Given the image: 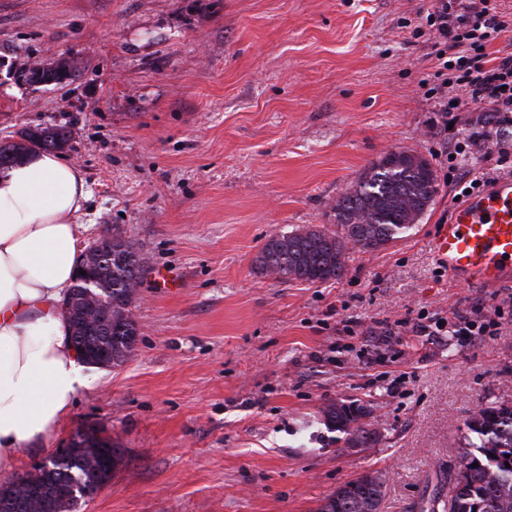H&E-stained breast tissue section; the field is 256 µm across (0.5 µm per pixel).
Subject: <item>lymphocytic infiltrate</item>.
Here are the masks:
<instances>
[{"label":"lymphocytic infiltrate","mask_w":512,"mask_h":512,"mask_svg":"<svg viewBox=\"0 0 512 512\" xmlns=\"http://www.w3.org/2000/svg\"><path fill=\"white\" fill-rule=\"evenodd\" d=\"M512 32L498 0H434L414 22L436 61L432 95L440 112H473L476 120L450 145L448 184L456 197L484 190L512 159V146L492 129L512 127V51L489 57V44Z\"/></svg>","instance_id":"f902f5d3"}]
</instances>
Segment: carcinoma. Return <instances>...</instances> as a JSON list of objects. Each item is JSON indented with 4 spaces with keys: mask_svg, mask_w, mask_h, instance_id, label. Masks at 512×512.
<instances>
[{
    "mask_svg": "<svg viewBox=\"0 0 512 512\" xmlns=\"http://www.w3.org/2000/svg\"><path fill=\"white\" fill-rule=\"evenodd\" d=\"M66 61L58 70L33 66L24 71L28 83L43 81L61 84L71 77ZM70 131L58 126H36L18 132V140L0 146V173L37 150L55 151L68 147ZM415 153L391 150L370 166L336 199L332 207L336 229L298 228L271 237L263 246L256 273L273 274L283 282L310 284L342 278L347 271L351 249L377 250L418 223L438 193L436 172L429 159L416 164ZM88 270V287L79 277L69 292L73 310L71 335L90 336L102 333L107 323L99 321L96 330L89 328L86 314L101 311L99 297L112 301V356H96L94 367L122 365L135 351L142 334L136 320L125 315L141 284L142 260L134 244L123 235L112 233V241L80 258ZM330 429L345 435L349 448H368L377 439L369 422L372 411L357 404L332 403L323 410ZM465 425L467 444L448 475V496L432 500L420 512H435L437 503L443 512H512V403L501 401L476 409ZM478 466H472V463ZM96 450L78 444L65 460L47 459L28 474L26 482L10 497L0 498V512H29L41 501L39 493L52 490L57 497L58 512H70L68 495L76 479L83 490L93 491ZM385 480L376 473H363L340 485L325 497L316 512H380Z\"/></svg>",
    "mask_w": 512,
    "mask_h": 512,
    "instance_id": "cac0c4a2",
    "label": "carcinoma"
}]
</instances>
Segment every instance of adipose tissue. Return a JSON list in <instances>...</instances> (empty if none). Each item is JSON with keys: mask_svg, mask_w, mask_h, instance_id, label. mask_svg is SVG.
<instances>
[{"mask_svg": "<svg viewBox=\"0 0 512 512\" xmlns=\"http://www.w3.org/2000/svg\"><path fill=\"white\" fill-rule=\"evenodd\" d=\"M90 193L80 169L35 152L0 177V473L69 413L85 383L62 302Z\"/></svg>", "mask_w": 512, "mask_h": 512, "instance_id": "ef3b65f1", "label": "adipose tissue"}]
</instances>
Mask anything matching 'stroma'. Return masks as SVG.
<instances>
[{"label": "stroma", "instance_id": "35a3bbf8", "mask_svg": "<svg viewBox=\"0 0 512 512\" xmlns=\"http://www.w3.org/2000/svg\"><path fill=\"white\" fill-rule=\"evenodd\" d=\"M432 0H0V141L64 124L90 192V247L117 231L144 259V333L115 368L87 367L68 417L22 448L32 472L86 423L124 450L80 512H315L360 474L381 512L438 496L479 406L512 401V277H436L433 230L455 204L449 132L427 96L434 61L405 20ZM76 80L32 85V63ZM430 159L431 210L343 279L255 274L264 242L332 228L330 204L387 151ZM467 313L475 336H456ZM439 322L418 336L419 316ZM398 325L379 335L380 323ZM396 395L386 392L396 377ZM372 410L348 448L322 411Z\"/></svg>", "mask_w": 512, "mask_h": 512}]
</instances>
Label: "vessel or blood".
<instances>
[{"label": "vessel or blood", "mask_w": 512, "mask_h": 512, "mask_svg": "<svg viewBox=\"0 0 512 512\" xmlns=\"http://www.w3.org/2000/svg\"><path fill=\"white\" fill-rule=\"evenodd\" d=\"M433 244L438 262L459 282L493 287L511 275L512 177L457 202Z\"/></svg>", "instance_id": "1"}]
</instances>
